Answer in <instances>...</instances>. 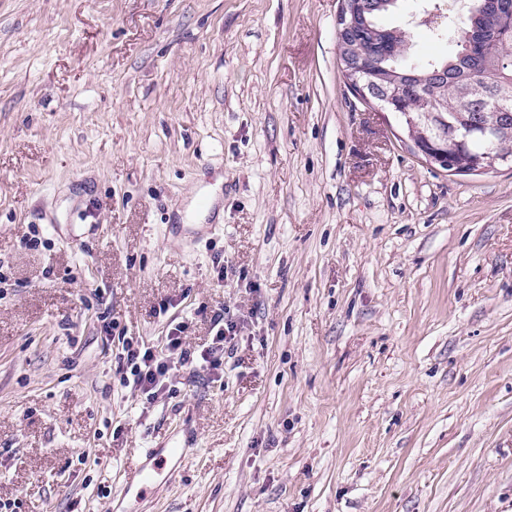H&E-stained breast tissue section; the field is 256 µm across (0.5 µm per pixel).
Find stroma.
<instances>
[{
    "mask_svg": "<svg viewBox=\"0 0 512 512\" xmlns=\"http://www.w3.org/2000/svg\"><path fill=\"white\" fill-rule=\"evenodd\" d=\"M339 8L0 0L13 512H114L167 446L188 455L145 512H512V169H436L359 102ZM461 8L410 28L420 60ZM219 309V368L120 388L121 337L183 317L195 355Z\"/></svg>",
    "mask_w": 512,
    "mask_h": 512,
    "instance_id": "35a3bbf8",
    "label": "stroma"
}]
</instances>
